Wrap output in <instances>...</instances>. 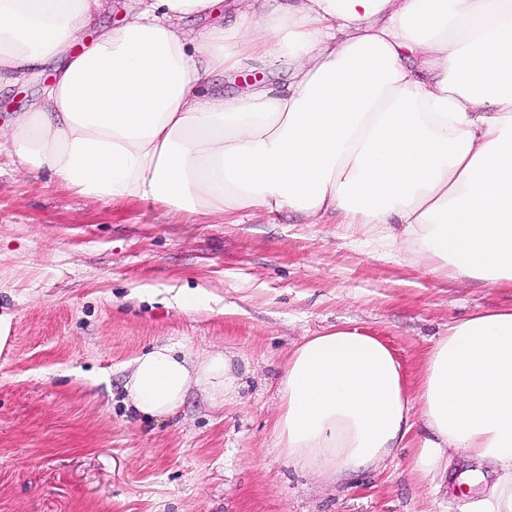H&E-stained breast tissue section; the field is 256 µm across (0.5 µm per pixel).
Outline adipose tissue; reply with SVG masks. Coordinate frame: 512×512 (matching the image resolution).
<instances>
[{
	"instance_id": "ef3b65f1",
	"label": "adipose tissue",
	"mask_w": 512,
	"mask_h": 512,
	"mask_svg": "<svg viewBox=\"0 0 512 512\" xmlns=\"http://www.w3.org/2000/svg\"><path fill=\"white\" fill-rule=\"evenodd\" d=\"M112 0H0V84L51 67L0 153L91 200L159 202L233 223L241 210L333 213L423 269L512 288V0H138L75 49ZM201 20L200 29L187 25ZM287 68L227 94L216 78ZM222 352L157 344L131 364L126 407L176 413L192 388L223 404ZM276 446L327 481L396 449L444 476L450 453L498 474L478 512H512V308L440 337L417 383L379 338L339 328L288 356ZM124 14L125 11H120L118 13L105 12L100 17H97L92 23L82 25L77 35L76 47L81 48L90 46L98 36L102 27H112L123 19Z\"/></svg>"
}]
</instances>
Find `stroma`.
Segmentation results:
<instances>
[{
    "mask_svg": "<svg viewBox=\"0 0 512 512\" xmlns=\"http://www.w3.org/2000/svg\"><path fill=\"white\" fill-rule=\"evenodd\" d=\"M50 79L1 88L0 125ZM198 287L208 305L181 309L179 289ZM511 307L512 288L429 273L332 216L227 224L92 201L1 156L0 512H468L496 476L459 456L450 471L469 483L439 488L410 475L408 448L336 483L295 469L272 427L279 377L304 337L343 327L383 340L413 379L450 325ZM158 343L230 354L234 398L193 389L159 419L127 409L128 367Z\"/></svg>",
    "mask_w": 512,
    "mask_h": 512,
    "instance_id": "35a3bbf8",
    "label": "stroma"
}]
</instances>
